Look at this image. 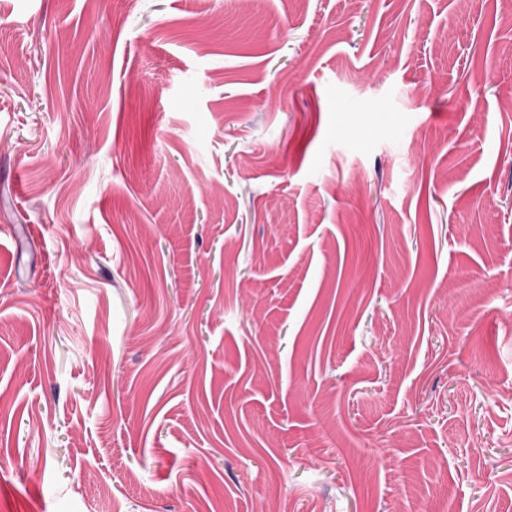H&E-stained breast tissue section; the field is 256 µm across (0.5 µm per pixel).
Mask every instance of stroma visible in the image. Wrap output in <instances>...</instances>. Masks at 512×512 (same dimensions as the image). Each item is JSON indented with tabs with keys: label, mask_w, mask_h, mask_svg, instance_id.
Returning a JSON list of instances; mask_svg holds the SVG:
<instances>
[{
	"label": "stroma",
	"mask_w": 512,
	"mask_h": 512,
	"mask_svg": "<svg viewBox=\"0 0 512 512\" xmlns=\"http://www.w3.org/2000/svg\"><path fill=\"white\" fill-rule=\"evenodd\" d=\"M213 505L512 512L501 0H0V512Z\"/></svg>",
	"instance_id": "obj_1"
}]
</instances>
